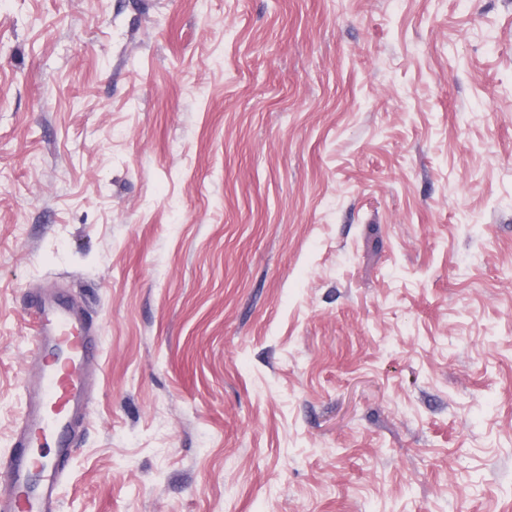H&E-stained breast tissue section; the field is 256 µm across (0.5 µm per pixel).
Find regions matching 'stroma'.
I'll return each instance as SVG.
<instances>
[{
	"label": "stroma",
	"instance_id": "35a3bbf8",
	"mask_svg": "<svg viewBox=\"0 0 512 512\" xmlns=\"http://www.w3.org/2000/svg\"><path fill=\"white\" fill-rule=\"evenodd\" d=\"M48 290L60 512H512V0H0V458Z\"/></svg>",
	"mask_w": 512,
	"mask_h": 512
}]
</instances>
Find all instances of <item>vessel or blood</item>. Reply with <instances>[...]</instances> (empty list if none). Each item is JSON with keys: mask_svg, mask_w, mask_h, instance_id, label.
Masks as SVG:
<instances>
[{"mask_svg": "<svg viewBox=\"0 0 512 512\" xmlns=\"http://www.w3.org/2000/svg\"><path fill=\"white\" fill-rule=\"evenodd\" d=\"M27 403L14 450L0 459V512H57L72 416L84 407L91 332L58 305L36 300Z\"/></svg>", "mask_w": 512, "mask_h": 512, "instance_id": "1", "label": "vessel or blood"}]
</instances>
